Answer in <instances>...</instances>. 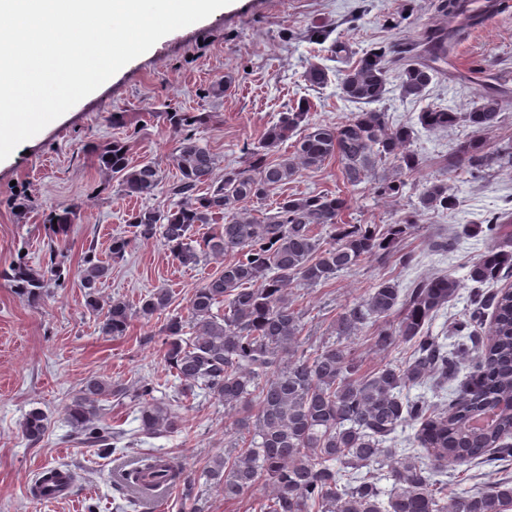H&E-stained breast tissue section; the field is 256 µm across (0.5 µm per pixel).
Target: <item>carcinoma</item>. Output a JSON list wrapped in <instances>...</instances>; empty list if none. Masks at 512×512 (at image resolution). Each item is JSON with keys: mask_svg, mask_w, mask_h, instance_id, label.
I'll use <instances>...</instances> for the list:
<instances>
[{"mask_svg": "<svg viewBox=\"0 0 512 512\" xmlns=\"http://www.w3.org/2000/svg\"><path fill=\"white\" fill-rule=\"evenodd\" d=\"M470 2L441 0L442 11L453 23L446 32L427 30L413 43L365 50L341 77L342 97L356 104L381 101L391 66L400 61L401 97H423L436 73L433 63L447 59L448 45L480 19ZM304 38L328 44L327 51L340 58L351 55L324 27L308 29ZM304 80L322 88L329 82L327 67L309 65ZM502 103L503 94L485 86L479 104L468 112L432 106L419 112L415 124H395L385 111L362 109L331 126L312 122L304 99L278 113L261 142L244 148L241 164L224 170L219 180L214 177L215 155L196 135L213 115L154 111L152 118L176 135L169 162L179 177L168 185L162 183L155 163H131L138 126L128 114L112 113V124L131 127V135L93 146L97 167L112 174L129 197L161 192L175 200L166 211L151 206L133 211L129 223L137 235L161 237L181 265L195 264L203 256H233L191 295L190 335H184L177 315L168 317L164 328V360L178 381L177 399L201 390L227 410L247 412L236 423L224 459L209 473L218 479L224 500H237L266 482L273 492L258 499L253 512H506L512 507V478L496 476L487 487L450 500L446 483L431 473L433 466L512 459V287L479 291L482 285L512 276L509 216L500 213L485 219L486 225L474 226L473 231L485 234L491 244L468 263L464 278L437 275L417 280L404 291L384 280L365 299L343 309L333 324L334 340L312 348L304 341L302 315L288 300V288L327 283L366 259L387 263L396 253V242L413 227V214L453 211L457 198L448 180L436 179L419 194L413 213L385 228L343 222L346 199L329 193L280 194L274 212L261 215L244 206L265 200L300 170L317 169L331 158L340 163L347 185L371 179L376 196L400 197L404 182L374 173L383 162L401 173L415 171L420 157L410 145L420 127L448 130L465 122L472 128L473 134L457 143L448 161L451 167L475 175L496 162L512 166V145L491 151L481 137L500 121ZM293 136L294 152L279 154ZM10 205L24 216L34 202L19 191ZM77 210L73 205L44 213L50 235L67 236ZM204 224L214 225L213 230L195 238ZM319 230L332 242L321 245ZM109 272L91 242L72 269L65 268L61 251L51 247L40 269L20 261L1 270L0 276L33 306L41 304L50 287H64L68 274L79 277L88 308L103 316V331L117 338L127 334L134 314L149 317L170 309L172 296L165 289L150 291L136 311L121 298L102 299L97 284ZM468 285L469 308L455 324L457 342L446 350L439 337L429 334L428 325ZM488 308L493 309V320L487 335L480 336L477 328ZM390 317L393 322L380 325L371 336L372 346L389 351L400 342L409 343L411 353L364 376L348 341L362 326ZM464 360L469 375L450 393L447 405L439 407L406 393L414 386L444 387L457 378ZM155 390L150 380L131 391L91 377L69 397L63 413L79 443L108 454L126 434L102 422V401L131 399L138 408L142 436H170L182 430L180 414L171 402L155 398ZM407 427L415 430L412 444L420 453L393 466L385 443ZM48 430L49 418L42 409L25 414L21 433L29 444L41 443ZM384 480L391 486L382 485ZM155 481L179 487L185 499L193 498L194 485L180 465L138 450L115 487L133 504L147 498Z\"/></svg>", "mask_w": 512, "mask_h": 512, "instance_id": "1", "label": "carcinoma"}]
</instances>
